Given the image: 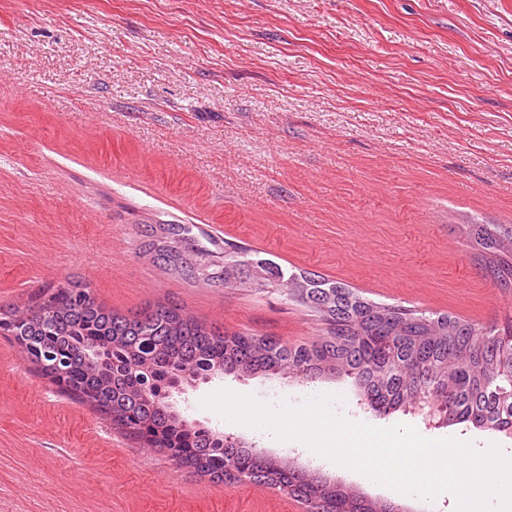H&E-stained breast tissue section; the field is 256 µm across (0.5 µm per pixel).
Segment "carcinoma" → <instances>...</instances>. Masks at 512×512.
<instances>
[{"instance_id":"1","label":"carcinoma","mask_w":512,"mask_h":512,"mask_svg":"<svg viewBox=\"0 0 512 512\" xmlns=\"http://www.w3.org/2000/svg\"><path fill=\"white\" fill-rule=\"evenodd\" d=\"M482 255L483 271L512 290V225H463ZM143 254L205 286L227 288L247 277L278 282L288 299L315 313L325 334L288 344L273 336L228 334L178 306L149 305L132 315L112 311L79 284L47 288L21 308L0 311V333L44 376L134 439L182 467L228 486L278 488L309 512H400L352 487L295 466L286 456L260 455L224 434L192 425L167 408L177 381L224 373L306 379L347 377L366 409L390 415L411 409L448 423L497 434L512 428V318L481 326L448 314L371 301L308 271L286 272L274 261L233 247L224 265L209 261L187 224L145 230Z\"/></svg>"}]
</instances>
